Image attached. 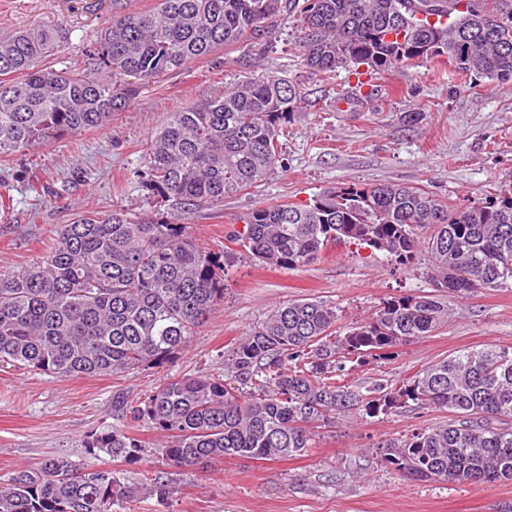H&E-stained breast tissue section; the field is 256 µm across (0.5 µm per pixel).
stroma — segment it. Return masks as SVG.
<instances>
[{
	"label": "stroma",
	"instance_id": "35a3bbf8",
	"mask_svg": "<svg viewBox=\"0 0 512 512\" xmlns=\"http://www.w3.org/2000/svg\"><path fill=\"white\" fill-rule=\"evenodd\" d=\"M112 18V0H0V33L45 29L56 37L46 62L78 69L88 46ZM267 40L219 48L207 59L143 85L110 127L53 139L0 159L10 207L0 211V268L20 270L45 257L63 224L78 211H150L142 174L145 144L168 112L206 102L250 79L269 75L297 83L303 102L282 142V163L248 191L193 211L185 232L226 256L224 301L187 350L160 366L121 375L59 377L0 363V477L60 456L79 467L112 469L130 483L144 471L169 481L159 499L141 492L116 512H512V481L453 484L413 481L381 464L386 440L446 424L447 411L413 401L375 414L336 420L313 448L280 462L225 458L183 471L157 453L160 435L135 423L145 448L124 461L93 452L92 432L111 429L114 397H139L169 377L218 375L224 353L282 303L315 299L335 307L350 330L383 302L437 293L429 257L404 264L365 245L333 244L299 270L271 267L231 240L257 206L307 203L333 187L418 186L467 204L512 181V79L457 75L447 57L420 59L385 72L337 69L325 84L303 67L295 19L281 16ZM418 114L407 122L408 113ZM40 193H32V181ZM450 309L436 333L400 344L350 370L346 383L366 391L403 388L421 368L469 347L512 349V287L442 294Z\"/></svg>",
	"mask_w": 512,
	"mask_h": 512
}]
</instances>
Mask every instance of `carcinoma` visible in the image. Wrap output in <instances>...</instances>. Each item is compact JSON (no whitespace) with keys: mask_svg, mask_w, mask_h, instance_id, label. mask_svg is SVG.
<instances>
[{"mask_svg":"<svg viewBox=\"0 0 512 512\" xmlns=\"http://www.w3.org/2000/svg\"><path fill=\"white\" fill-rule=\"evenodd\" d=\"M460 2L156 0L151 11L127 13L112 0V23L80 75L43 64L51 33L0 34V158L106 126L144 82L265 34L284 10L298 17L301 57L323 82L343 65L386 71L442 55L461 73L512 77V5L466 0L460 11ZM301 100L297 84L268 76L168 113L150 140L144 180L182 216L83 210L63 225L43 265L0 270V362L59 377L113 375L184 351L224 300V260L182 222L280 162V139ZM241 221L233 241L286 269L344 242L399 262L422 248L435 287L452 293L512 283V183L465 209L415 186L336 187L308 203L254 208ZM337 320L318 300L279 306L227 351L224 374L173 377L116 402L124 425L92 434L86 447L135 459L142 444L125 423L145 421L162 433L161 454L182 468L299 456L326 421L397 401L381 386L374 397L351 388L346 362L435 332L448 310L431 296H407L342 336ZM403 395L452 418L382 444L384 464L418 481L512 480V350H460L413 375ZM139 492L109 469L52 457L0 481V512H112Z\"/></svg>","mask_w":512,"mask_h":512,"instance_id":"obj_1","label":"carcinoma"}]
</instances>
